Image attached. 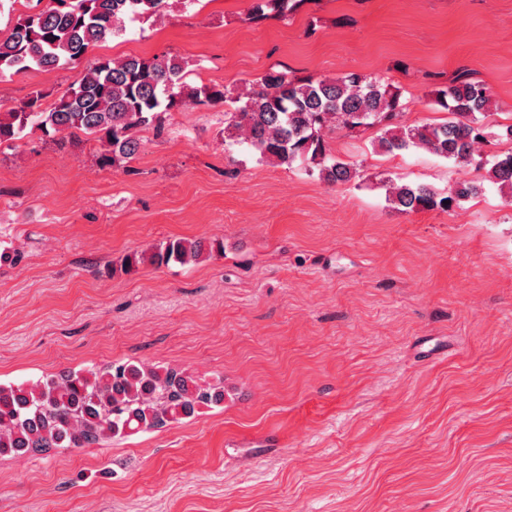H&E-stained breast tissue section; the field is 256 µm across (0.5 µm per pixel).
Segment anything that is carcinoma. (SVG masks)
I'll return each mask as SVG.
<instances>
[{"label":"carcinoma","instance_id":"1","mask_svg":"<svg viewBox=\"0 0 512 512\" xmlns=\"http://www.w3.org/2000/svg\"><path fill=\"white\" fill-rule=\"evenodd\" d=\"M303 0H254L249 20L284 17ZM166 0H48L19 18L0 39V73L36 66L45 71L76 61L93 44L125 32L124 21L159 14ZM448 112L442 123L403 121L400 91L378 77L350 72L337 78H299L274 68L255 87L228 98L221 85L189 86L185 63L175 58L103 57L86 67L77 85L61 92L49 108L33 91L23 105L0 115V145L39 130L78 142H97L103 166L122 167L140 152L139 132L165 131L162 115L172 109L232 101L224 131L246 144L261 161L314 165L319 179L345 184L359 168L331 154L327 130L352 134L373 130L385 153L425 149L463 166L487 169L489 181L512 191V150L489 159L475 157L487 140L483 119L488 88L459 75L433 92ZM387 200L403 212L447 210L481 193L460 182L446 193L425 184L387 183ZM224 253V242L185 238L156 246L149 262L195 264ZM224 387H202L176 368L160 372L132 362L102 369L53 374L27 386L0 384V458L45 456L54 448H89L106 439L161 429L195 415L200 406H219Z\"/></svg>","mask_w":512,"mask_h":512}]
</instances>
